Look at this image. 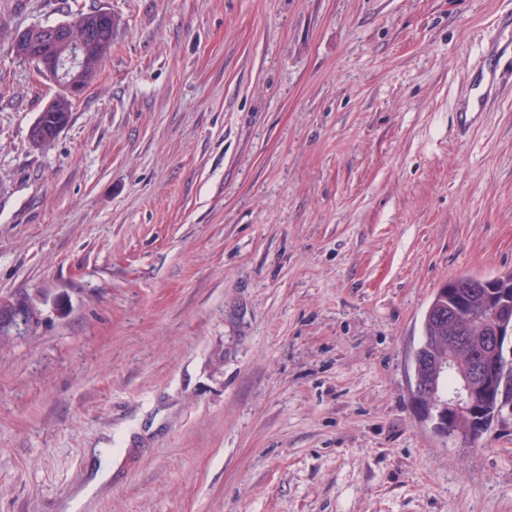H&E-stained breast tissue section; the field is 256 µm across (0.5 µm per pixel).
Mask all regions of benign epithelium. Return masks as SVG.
<instances>
[{
	"label": "benign epithelium",
	"mask_w": 512,
	"mask_h": 512,
	"mask_svg": "<svg viewBox=\"0 0 512 512\" xmlns=\"http://www.w3.org/2000/svg\"><path fill=\"white\" fill-rule=\"evenodd\" d=\"M117 20L101 10L95 14L75 15L55 24L31 26L15 35L41 64L43 73L58 84L60 91L51 98L31 125L28 138L34 146L54 141L68 124L60 107L62 100H74L95 77L87 66L88 59L104 56L111 49L112 32ZM512 283L499 277L486 279L471 276L467 288L492 310L487 321L473 322L466 308L448 312V323L465 320L474 335L481 338L483 357L467 365L460 354L461 342L448 338V353L431 359V384L415 380L412 396L425 420L435 432L453 435L463 441L481 437L487 422L476 417L479 407L495 394L500 376L501 345L512 340ZM453 376L456 387L449 393L441 390V381Z\"/></svg>",
	"instance_id": "1"
}]
</instances>
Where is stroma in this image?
Wrapping results in <instances>:
<instances>
[{
	"label": "stroma",
	"mask_w": 512,
	"mask_h": 512,
	"mask_svg": "<svg viewBox=\"0 0 512 512\" xmlns=\"http://www.w3.org/2000/svg\"><path fill=\"white\" fill-rule=\"evenodd\" d=\"M112 52L57 84L0 0V512H512L411 395L438 288L512 270V0H78ZM112 476L88 498L98 451Z\"/></svg>",
	"instance_id": "stroma-1"
}]
</instances>
